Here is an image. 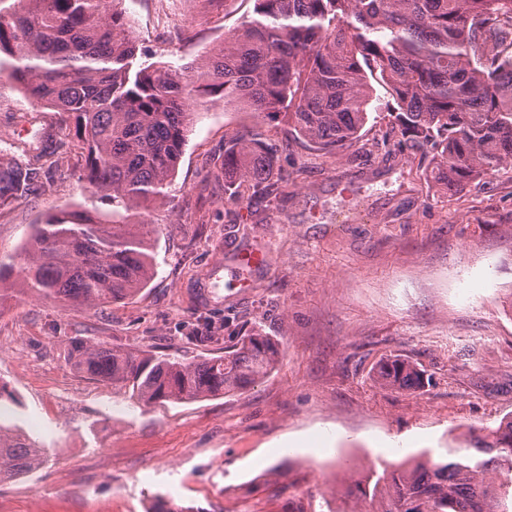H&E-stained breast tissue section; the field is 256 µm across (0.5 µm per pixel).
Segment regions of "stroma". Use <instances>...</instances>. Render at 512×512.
Wrapping results in <instances>:
<instances>
[{"mask_svg":"<svg viewBox=\"0 0 512 512\" xmlns=\"http://www.w3.org/2000/svg\"><path fill=\"white\" fill-rule=\"evenodd\" d=\"M253 0H123L142 59L193 60L253 12ZM390 96L376 86L360 141L320 151L281 119L220 101L195 103L154 227L155 275L105 306L25 295L0 309V424L49 450L30 479L0 483V512H322L380 460L485 435L512 416V171L440 190L430 155L383 140ZM63 141L57 113L0 80V152L38 131ZM254 130L278 149L272 195L224 193V138ZM92 198L68 147L50 178L0 210V252L18 254L32 225ZM264 249L251 288H206L240 251ZM225 340L254 330L284 358L249 389L193 403L140 406L72 370L76 340L192 360L195 329ZM409 358L417 392L376 383L386 357Z\"/></svg>","mask_w":512,"mask_h":512,"instance_id":"stroma-1","label":"stroma"}]
</instances>
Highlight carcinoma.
Here are the masks:
<instances>
[{
  "label": "carcinoma",
  "instance_id": "carcinoma-1",
  "mask_svg": "<svg viewBox=\"0 0 512 512\" xmlns=\"http://www.w3.org/2000/svg\"><path fill=\"white\" fill-rule=\"evenodd\" d=\"M0 8V73L59 113L92 196L109 201L103 224L80 212L35 224L24 245L18 291L96 306L130 298L152 280V247L140 211L163 198L195 114L190 99L235 103L281 117L327 152L354 146L368 120L371 80L392 98L390 133L431 154L430 177L460 191L512 170V0H254L244 19L205 56L146 62L112 0H15ZM52 134L0 157V210L27 197L52 167L32 162ZM278 156L262 135L224 138V192L244 182L270 190ZM280 343L252 332L217 355L186 361L106 342L71 345L79 374L124 389L144 406L246 390L278 366ZM377 382L424 387L415 363L390 358ZM48 459L18 428L0 426V483ZM349 486L371 512H512V418L467 452L426 450Z\"/></svg>",
  "mask_w": 512,
  "mask_h": 512
}]
</instances>
